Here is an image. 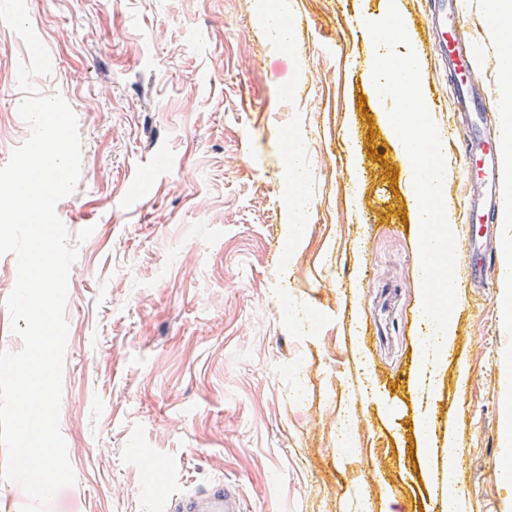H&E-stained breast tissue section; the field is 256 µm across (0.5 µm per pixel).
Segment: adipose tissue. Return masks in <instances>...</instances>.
Here are the masks:
<instances>
[{
  "label": "adipose tissue",
  "instance_id": "ef3b65f1",
  "mask_svg": "<svg viewBox=\"0 0 512 512\" xmlns=\"http://www.w3.org/2000/svg\"><path fill=\"white\" fill-rule=\"evenodd\" d=\"M495 16L493 39L499 48L498 66L508 72L500 85L501 127L509 147L506 151L503 183L512 195V0H491Z\"/></svg>",
  "mask_w": 512,
  "mask_h": 512
}]
</instances>
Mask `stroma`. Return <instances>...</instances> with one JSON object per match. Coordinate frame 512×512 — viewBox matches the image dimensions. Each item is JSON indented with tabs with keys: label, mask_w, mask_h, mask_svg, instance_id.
Masks as SVG:
<instances>
[{
	"label": "stroma",
	"mask_w": 512,
	"mask_h": 512,
	"mask_svg": "<svg viewBox=\"0 0 512 512\" xmlns=\"http://www.w3.org/2000/svg\"><path fill=\"white\" fill-rule=\"evenodd\" d=\"M385 0H27L51 61L36 90L75 112L81 177L56 212L92 227L70 268L60 430L76 475L43 512H153L231 482L242 512H427L441 450L459 448L464 512H512L491 477L501 453L499 355L512 350L499 285L471 293L454 267V351L435 381L420 344L419 226L405 161L382 122L366 27ZM441 141L457 244L483 173L449 134L460 116L428 0H399ZM285 41L270 34L274 21ZM490 0H466L481 78H502ZM22 39L0 21V165L31 134L18 114ZM297 137L304 186L288 178ZM299 205L300 246L285 226ZM0 256V351L19 352ZM396 285L395 333L366 361L359 327ZM469 366L459 381L458 361ZM350 416L351 448L336 423Z\"/></svg>",
	"instance_id": "35a3bbf8"
}]
</instances>
